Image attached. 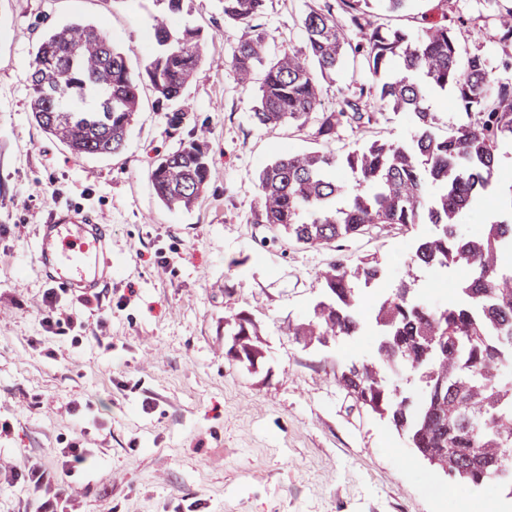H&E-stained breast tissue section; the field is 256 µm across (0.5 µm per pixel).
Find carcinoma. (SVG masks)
Segmentation results:
<instances>
[{"instance_id":"obj_1","label":"carcinoma","mask_w":512,"mask_h":512,"mask_svg":"<svg viewBox=\"0 0 512 512\" xmlns=\"http://www.w3.org/2000/svg\"><path fill=\"white\" fill-rule=\"evenodd\" d=\"M158 2L164 11L152 16L155 48L141 70H133L124 51L90 24L53 30L39 43L28 74L32 117L73 155L122 149L144 79L156 104L169 110L170 128L178 129L190 112L185 94L203 60L205 36L173 25L185 0ZM409 2L342 0L346 23L364 33L363 61L373 82L329 112L320 110V81L336 76L345 55L342 25L331 9L310 0L303 47L269 57L265 35L254 24L266 0H223L225 24L240 33L231 62L241 81L252 79L256 65L265 66L253 112L258 125L312 122L315 136L324 140L336 139L344 122L355 129L349 150L289 153L265 165L257 175L252 223L317 248L385 226H433L431 234L413 240L405 278L374 309L380 328L374 360L346 365L338 384L360 407L404 433L450 485L496 482L512 490V379L500 375L512 363V273L501 269L503 250L512 246V213L471 235L457 230L464 214L495 188L499 149L512 145V83L493 82L479 53L461 58L445 12L437 21L423 15L420 35L368 20L400 12ZM495 5V38L502 50L512 49V0ZM448 89L468 122L440 137L428 102ZM374 103L408 114L412 137L391 142L368 135L367 127L377 122L370 111ZM205 139L202 133L180 143L150 169L167 207L188 209L205 191ZM341 170L353 174V186L339 180ZM435 267L469 272L459 302L427 308L414 300L416 271ZM385 276L375 257L328 263L318 274L325 299L289 335L320 345L357 335L360 287ZM224 331L231 338L227 356L256 366L263 357L256 320L232 314ZM398 365L419 375L420 393L408 394L388 381L385 372Z\"/></svg>"}]
</instances>
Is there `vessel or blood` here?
<instances>
[{
    "mask_svg": "<svg viewBox=\"0 0 512 512\" xmlns=\"http://www.w3.org/2000/svg\"><path fill=\"white\" fill-rule=\"evenodd\" d=\"M109 226L97 214L51 208L35 251L42 274L63 292L100 295L112 280Z\"/></svg>",
    "mask_w": 512,
    "mask_h": 512,
    "instance_id": "vessel-or-blood-1",
    "label": "vessel or blood"
}]
</instances>
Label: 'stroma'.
<instances>
[{
  "label": "stroma",
  "mask_w": 512,
  "mask_h": 512,
  "mask_svg": "<svg viewBox=\"0 0 512 512\" xmlns=\"http://www.w3.org/2000/svg\"><path fill=\"white\" fill-rule=\"evenodd\" d=\"M158 9L157 0H0V422L14 427L0 440V467L30 458L53 466L61 438L80 429L92 464L64 489L87 512H186L197 500L204 512H512V495L495 483L438 498L447 478L337 385L344 363L374 357L372 306L397 287L413 238L430 227H388L323 250L267 242V228L251 221L258 169L288 151L348 148L354 135L344 126L326 143L310 125L255 124L264 71L238 81L222 0H187L175 19L207 36L179 129L147 82L118 153L77 158L37 126L27 76L47 31L98 26L139 69ZM418 9L447 13L463 50L512 83L492 0H420ZM305 11L306 0H267L257 22L269 54L302 47ZM345 34V66L322 85L327 111L372 83L354 50L362 35ZM203 125L208 186L192 210L168 209L148 171ZM55 206L103 214L111 230L112 283L84 312L76 345L40 325L49 284L34 239ZM366 255L387 275L362 291V334L326 347L297 343L287 326L319 299L317 270ZM464 275L423 270L417 300L448 305ZM240 311L262 327L254 368L226 355L224 318Z\"/></svg>",
  "instance_id": "stroma-1"
}]
</instances>
